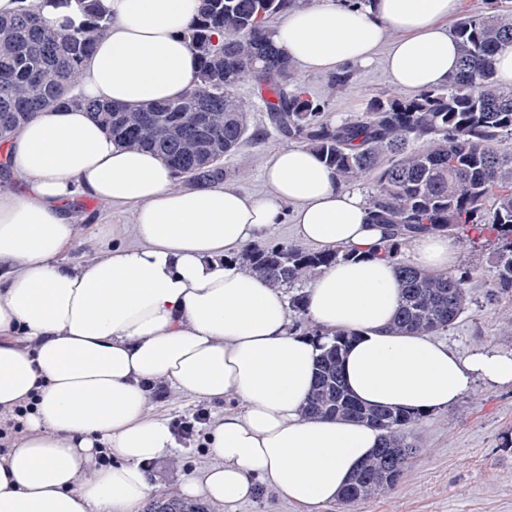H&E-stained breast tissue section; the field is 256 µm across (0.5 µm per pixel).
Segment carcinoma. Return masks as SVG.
<instances>
[{
    "mask_svg": "<svg viewBox=\"0 0 512 512\" xmlns=\"http://www.w3.org/2000/svg\"><path fill=\"white\" fill-rule=\"evenodd\" d=\"M72 8L49 29L42 12L22 7L0 16V144L35 115L64 106L90 118L130 147L162 158L185 187L218 185L230 175L224 157L250 137L246 104L237 94L245 80L268 92L266 124L280 137L316 153L345 186L365 182L369 219L390 226L379 255L398 273L401 298L390 324L394 334H438L455 324L468 304L471 271H425L401 258V247L422 231L493 247L494 281L488 300L512 296V87L499 83L496 56L512 48V10L459 17L453 32L460 64L448 84L409 97L378 94L357 117L333 122L325 104L301 87L294 62L271 40V21L301 0H199L184 30L198 58L194 83L175 100L108 105L81 96L79 76L111 17L103 0H42ZM350 67L329 78L330 89L352 83ZM427 144L422 150L411 148ZM353 257L336 246L313 250L265 241L235 257L238 268L266 283L294 289L339 261ZM291 328L323 341L316 378L301 410L305 419L363 423L381 433L379 447L350 480L349 506L393 489L418 448L410 433L420 413L366 405L345 387L342 358L356 333L326 331L301 321L305 296L289 298ZM144 512H209L173 493L150 501Z\"/></svg>",
    "mask_w": 512,
    "mask_h": 512,
    "instance_id": "carcinoma-1",
    "label": "carcinoma"
}]
</instances>
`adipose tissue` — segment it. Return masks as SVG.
<instances>
[{
	"label": "adipose tissue",
	"instance_id": "ef3b65f1",
	"mask_svg": "<svg viewBox=\"0 0 512 512\" xmlns=\"http://www.w3.org/2000/svg\"><path fill=\"white\" fill-rule=\"evenodd\" d=\"M112 14L80 88L88 98L138 105L180 97L197 60L181 36L197 0H105ZM460 0H370L296 8L273 27L277 47L309 70L365 66L386 49V70L402 89L446 84L459 63L447 19ZM27 179L0 189V403L43 383L33 435L0 469V512H133L155 486L147 462L175 446L169 424L145 420L148 386L164 380L205 401L238 399L209 438L216 460L181 487L184 496L233 505L266 484L305 506L334 503L380 442L352 422L307 420L300 410L314 382L315 341L288 330L284 293L225 263L262 240L296 203V237L319 249L344 245L357 258L323 270L306 289V313L330 330L352 329L342 372L370 405L443 410L475 380L512 383V354L486 348L462 359L425 336L386 327L400 300L393 264L374 251L387 228L368 221L361 194L342 186L312 151L277 152L268 195L218 185L175 188L155 154L114 141L83 110L42 113L7 148ZM137 204L141 245L112 248L79 266L56 262L73 239L79 198ZM409 261L429 269L458 259L448 237L410 238ZM39 341L36 353L6 339ZM112 465L75 475L98 444Z\"/></svg>",
	"mask_w": 512,
	"mask_h": 512
}]
</instances>
